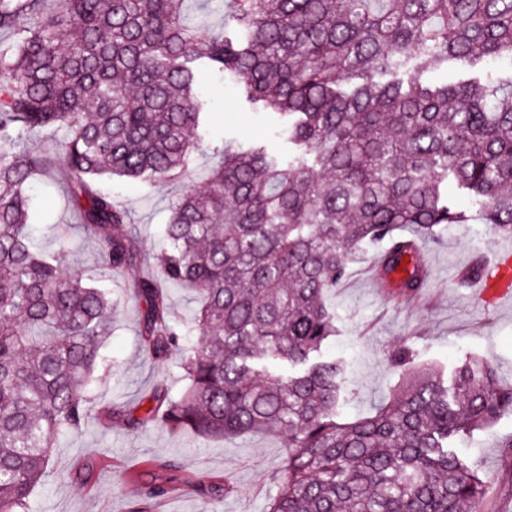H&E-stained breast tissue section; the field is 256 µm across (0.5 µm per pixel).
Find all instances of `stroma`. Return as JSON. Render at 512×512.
Returning a JSON list of instances; mask_svg holds the SVG:
<instances>
[{
    "label": "stroma",
    "mask_w": 512,
    "mask_h": 512,
    "mask_svg": "<svg viewBox=\"0 0 512 512\" xmlns=\"http://www.w3.org/2000/svg\"><path fill=\"white\" fill-rule=\"evenodd\" d=\"M199 92L209 103L210 117L199 128L203 148L194 160L198 174L217 164L215 148L228 137L287 153L285 138L269 115L245 101L232 82L205 71ZM32 182L34 245L52 254L59 229L77 223L78 216L60 184L40 173ZM97 183L132 214L141 252L156 250L168 207L185 192V183L150 184L117 176L98 178ZM510 244L511 238L475 221L448 225L442 236L423 246L429 281L411 298L403 297L397 286H376L375 265L383 245L362 251L347 278L327 295L336 317V337L327 351L348 362V403L342 420L367 416L387 399L399 381L389 355L401 344L410 347L420 363L452 365L469 355L480 357L494 366L500 382L512 384V296L488 304L478 299L473 282L456 278L476 260ZM73 247L76 271L104 285L112 300V334L104 347L107 365L95 372L88 386L92 417L53 448L50 473L33 490L30 512H133L138 490L161 463L173 466L170 492L152 501L150 512H264L284 456L277 435L190 438L159 424L132 431L120 420L107 425L97 419V412L108 406L132 409L157 379H165L175 393L183 381L175 362L155 363L145 351L138 308L127 288L142 274V265L111 277L95 238L74 233ZM510 437L512 415L506 414L490 429L460 438L455 446L489 480L505 481L512 478V457L502 443ZM227 478L234 492L215 494L214 486Z\"/></svg>",
    "instance_id": "stroma-1"
}]
</instances>
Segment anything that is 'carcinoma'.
Returning <instances> with one entry per match:
<instances>
[{"mask_svg":"<svg viewBox=\"0 0 512 512\" xmlns=\"http://www.w3.org/2000/svg\"><path fill=\"white\" fill-rule=\"evenodd\" d=\"M186 0H0V512H27L58 437L82 428L104 364L112 303L33 251V175L57 169L109 271L140 258L131 213L103 175L165 184L192 173L205 101L200 68L279 117L288 155L237 139L170 208L158 274L132 287L159 382L124 414L198 436L271 432L285 457L266 512H463L487 480L454 447L512 413V386L468 356L450 378L405 345L391 399L340 421L347 370L326 293L384 240V280L426 283L420 248L450 224L512 237V0H208L224 27H192ZM506 59L505 75L496 63ZM454 67L434 84L431 65ZM47 130L58 153L31 151ZM454 182L468 201L448 196ZM409 229L410 235L399 234ZM200 306L191 340L163 283Z\"/></svg>","mask_w":512,"mask_h":512,"instance_id":"cac0c4a2","label":"carcinoma"}]
</instances>
